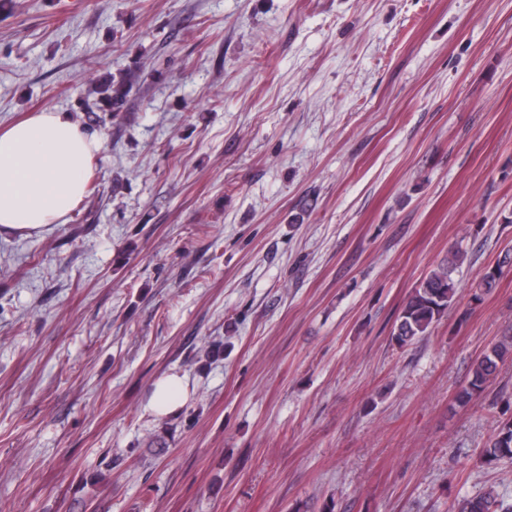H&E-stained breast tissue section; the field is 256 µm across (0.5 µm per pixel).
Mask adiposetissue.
Here are the masks:
<instances>
[{
	"instance_id": "1",
	"label": "adipose tissue",
	"mask_w": 512,
	"mask_h": 512,
	"mask_svg": "<svg viewBox=\"0 0 512 512\" xmlns=\"http://www.w3.org/2000/svg\"><path fill=\"white\" fill-rule=\"evenodd\" d=\"M101 148L97 134L65 110L34 112L0 129V234L64 223Z\"/></svg>"
}]
</instances>
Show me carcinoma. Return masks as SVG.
<instances>
[{
  "label": "carcinoma",
  "instance_id": "1",
  "mask_svg": "<svg viewBox=\"0 0 512 512\" xmlns=\"http://www.w3.org/2000/svg\"><path fill=\"white\" fill-rule=\"evenodd\" d=\"M131 90V81L125 75L112 76L95 88L101 100L116 111L122 107ZM465 259L459 248L448 251V258L430 270L408 293L395 319L392 339L403 347L428 335L431 328L448 312L457 291L455 272ZM512 270V252L508 251L496 267L485 271L472 288V299L482 300L484 294L496 287L505 271ZM512 356V340L503 339L492 351L474 364L471 377L456 394L458 404L465 406L478 397L487 383L497 374L499 364ZM484 457L487 462L512 460V420L501 421L490 438ZM458 512H512V504L505 502L492 488L462 500Z\"/></svg>",
  "mask_w": 512,
  "mask_h": 512
}]
</instances>
